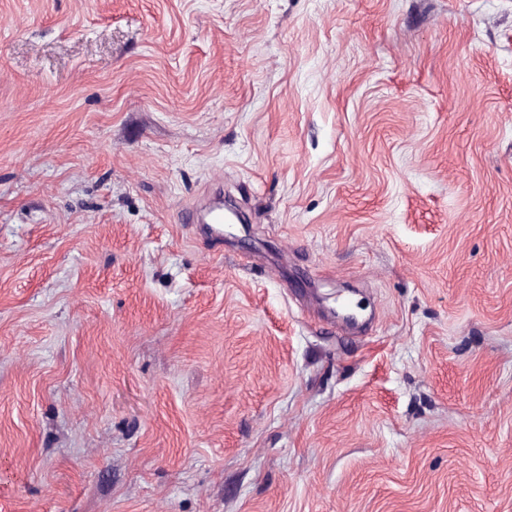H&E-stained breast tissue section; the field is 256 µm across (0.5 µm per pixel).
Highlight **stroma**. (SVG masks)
Returning a JSON list of instances; mask_svg holds the SVG:
<instances>
[{"label": "stroma", "mask_w": 512, "mask_h": 512, "mask_svg": "<svg viewBox=\"0 0 512 512\" xmlns=\"http://www.w3.org/2000/svg\"><path fill=\"white\" fill-rule=\"evenodd\" d=\"M0 512H512V0H0ZM209 206L208 209L201 215L199 218L192 208H185L180 210L176 219L179 224H187L190 228L193 227L194 224H206V229L210 233L211 236H215L217 238L221 237V229L219 227H214L213 224H224V217L220 215V213H224V205L222 203H218V205Z\"/></svg>", "instance_id": "1"}]
</instances>
